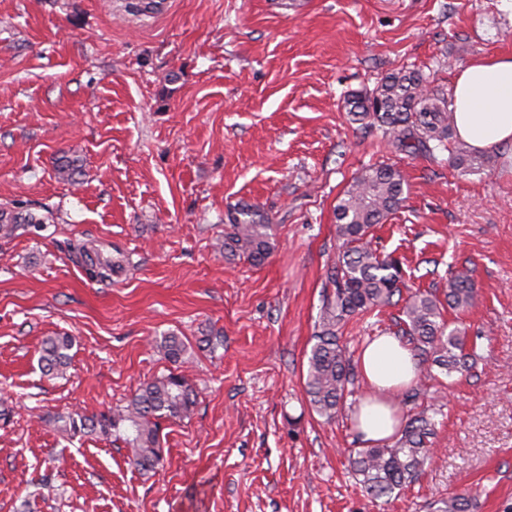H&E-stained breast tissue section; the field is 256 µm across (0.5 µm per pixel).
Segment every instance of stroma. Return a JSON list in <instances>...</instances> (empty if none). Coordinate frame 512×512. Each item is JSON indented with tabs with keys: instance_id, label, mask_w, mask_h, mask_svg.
I'll return each mask as SVG.
<instances>
[{
	"instance_id": "obj_1",
	"label": "stroma",
	"mask_w": 512,
	"mask_h": 512,
	"mask_svg": "<svg viewBox=\"0 0 512 512\" xmlns=\"http://www.w3.org/2000/svg\"><path fill=\"white\" fill-rule=\"evenodd\" d=\"M0 0V208L43 217L0 237V512H475L512 505V144L470 172L448 152L396 148L355 123L348 98L387 73L449 93L476 56L512 53V0ZM77 159L76 182L55 160ZM398 169L404 201L371 246L427 290L468 267L476 297L444 320L476 347L470 370L424 365L421 406L440 404L434 458L392 500L350 468L354 410L312 412L307 354L335 209L363 170ZM275 226L260 265L219 247L235 204ZM133 265L87 280L74 245ZM401 306L354 316L352 359L390 336ZM194 349L189 418L162 432L144 474L111 440H69L50 416L124 404L171 365L150 345ZM76 336L65 376L38 368L48 336ZM223 336L210 351L205 336Z\"/></svg>"
}]
</instances>
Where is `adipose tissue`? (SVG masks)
Wrapping results in <instances>:
<instances>
[{
  "label": "adipose tissue",
  "mask_w": 512,
  "mask_h": 512,
  "mask_svg": "<svg viewBox=\"0 0 512 512\" xmlns=\"http://www.w3.org/2000/svg\"><path fill=\"white\" fill-rule=\"evenodd\" d=\"M452 109L458 137L475 150L511 144L512 55L472 59L453 82ZM360 365L368 393L358 407L356 429L364 444H381L396 432L397 396L418 368L409 349L392 336L371 342Z\"/></svg>",
  "instance_id": "1"
}]
</instances>
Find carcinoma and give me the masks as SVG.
<instances>
[{
    "label": "carcinoma",
    "mask_w": 512,
    "mask_h": 512,
    "mask_svg": "<svg viewBox=\"0 0 512 512\" xmlns=\"http://www.w3.org/2000/svg\"><path fill=\"white\" fill-rule=\"evenodd\" d=\"M353 120L377 127L397 147L413 153H451L457 167L466 170L472 155L454 140L450 99L428 91L423 75L398 70L382 78L374 90L358 93L348 100ZM58 177L75 181L79 167L62 156L57 159ZM404 199V180L391 166H376L357 176L336 206V231L343 252L327 270L326 293L320 310L314 344L307 355L305 392L310 409L331 420L347 397L353 394L356 366L339 331L357 314H364L393 303L400 294V262L390 255L380 256L367 237L372 228L384 223L399 209ZM42 221L29 210L0 211V236L19 227L38 228ZM274 228L255 206L240 203L224 228L221 248L227 259H245L261 264L274 250ZM89 279L106 281L110 275L131 265L130 259H114L82 254ZM444 298L432 291H416L403 306V324L398 336L411 346L417 366L432 362L446 374L466 367L465 337L457 327L445 323L444 308L463 310L475 296L467 270L451 276L443 289ZM76 337L48 336L41 342L39 363L47 376L62 374L70 364V350ZM157 350L171 363L185 361L189 346L175 333L155 337ZM196 403V390L174 371L140 385L127 404L107 412L85 414L73 411L53 418L57 428L69 438L111 437L129 451V463L140 471L155 472L164 467L161 446L162 424L188 417ZM436 423L427 407L399 422L392 445L361 448L352 458L355 475L364 491L375 499L389 498L395 491L418 481L432 460V438ZM476 503L470 495L457 493L440 502L436 512H473Z\"/></svg>",
    "instance_id": "obj_1"
}]
</instances>
